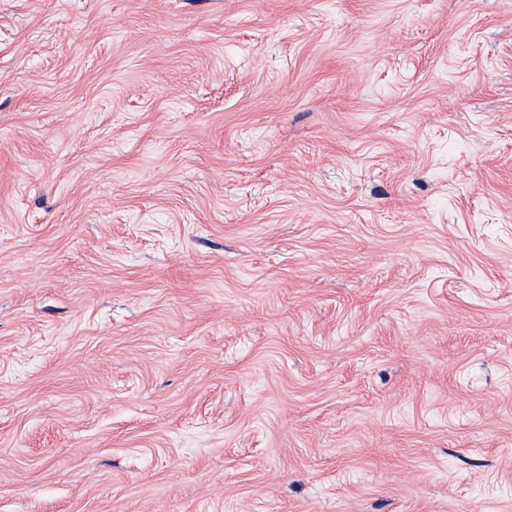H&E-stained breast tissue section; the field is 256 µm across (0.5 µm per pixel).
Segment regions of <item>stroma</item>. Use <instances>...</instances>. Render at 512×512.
Here are the masks:
<instances>
[{"mask_svg": "<svg viewBox=\"0 0 512 512\" xmlns=\"http://www.w3.org/2000/svg\"><path fill=\"white\" fill-rule=\"evenodd\" d=\"M0 512H512V0H0Z\"/></svg>", "mask_w": 512, "mask_h": 512, "instance_id": "35a3bbf8", "label": "stroma"}]
</instances>
